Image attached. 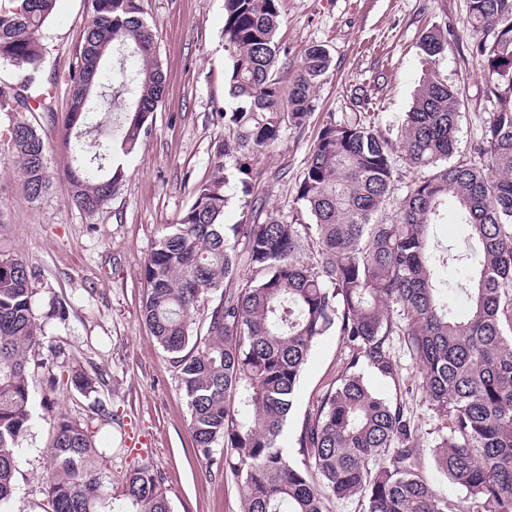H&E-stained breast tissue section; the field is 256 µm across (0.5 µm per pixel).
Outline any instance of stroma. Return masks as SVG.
I'll return each mask as SVG.
<instances>
[{
    "label": "stroma",
    "instance_id": "stroma-1",
    "mask_svg": "<svg viewBox=\"0 0 512 512\" xmlns=\"http://www.w3.org/2000/svg\"><path fill=\"white\" fill-rule=\"evenodd\" d=\"M167 75L152 127L124 159L125 177L112 200L89 215L72 201L65 152L52 132L48 153L50 187L31 198L19 164L0 144V252L22 261L34 275L33 309L42 316V345L55 350L46 367H32L37 397L34 424L19 442L12 512H44L47 450L58 415L92 420L99 474L120 495V473L148 466L162 478L172 512H239L237 476L224 452L199 454L178 372L140 316L145 292L142 271L162 225L175 223L194 186L213 166V145L226 131L222 112L232 107L224 49V0H139ZM468 0H281V53L277 76L289 87L304 51L324 46L330 66L313 91L314 108L303 128L284 127L280 139L258 153L252 196L263 218L301 227L297 259H320L309 212L296 189L326 120L360 114L371 129L390 134L409 111L427 65L423 35L435 28L462 27ZM92 14L91 0H56L42 29L46 76L54 80L52 105L64 117L68 74L75 67ZM434 70L457 85L465 100L458 120L457 158L469 157L489 119L483 70L449 41ZM66 302L65 319H46L52 300ZM398 379L373 370L371 387L400 406L417 436L423 473L437 490L467 512L465 490L437 472L432 448L448 435V423L431 409L422 378L403 337L391 339ZM350 358L338 328L313 344L302 372L295 407L284 429L286 451L296 457L303 419ZM104 372L96 392L80 393L68 376ZM108 416H97L96 404ZM138 432L142 448L127 445Z\"/></svg>",
    "mask_w": 512,
    "mask_h": 512
}]
</instances>
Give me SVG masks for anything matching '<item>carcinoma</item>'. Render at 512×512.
Segmentation results:
<instances>
[{
  "mask_svg": "<svg viewBox=\"0 0 512 512\" xmlns=\"http://www.w3.org/2000/svg\"><path fill=\"white\" fill-rule=\"evenodd\" d=\"M56 0H0V65L15 80L0 82L4 139L20 161L32 198L50 184L48 132L52 82L45 79L40 32ZM77 66L69 72L63 124L67 173L75 205L93 214L112 200L127 156L149 131L165 76L139 0H92ZM280 0H224V48L232 67L220 113L232 135L214 145L213 171L195 185L177 222L164 225L142 272L141 313L157 343L179 368L197 451L225 449L224 464L240 482L241 512H329L326 502L358 499L362 512H452L425 477L417 438L400 408L366 382L368 366L394 378L389 337L402 336L431 407L450 434L432 449L435 466L469 495V512H512V0H468L462 30L429 31L425 56L468 35L466 51L483 64L489 121L467 159L450 161L465 106L458 88L427 72L393 137L360 119L326 121L299 182L296 201L313 217L321 260L294 254V224L260 221L248 199L251 158L302 128L311 93L327 72L326 48L304 51L288 94L276 78ZM491 29L493 40L478 37ZM119 59L107 82L105 62ZM130 106L112 116L116 92ZM115 122L119 141L88 134ZM420 170L394 196L397 162ZM245 175L244 224L224 223L227 161ZM395 199L397 219H383ZM453 205L466 226L467 251L447 250L463 265L465 309L448 299L438 278L429 228ZM256 277L236 284L239 242ZM33 275L0 252V512L15 490L19 441L33 425L29 383L32 350L41 345L33 313ZM212 306L206 332L194 329L200 299ZM338 326L349 362L307 416L297 438L301 463L282 446L304 365L314 341ZM83 393L103 374L71 376ZM45 512H171L162 479L147 467L122 474L116 503L95 468L90 423L59 415L47 449Z\"/></svg>",
  "mask_w": 512,
  "mask_h": 512,
  "instance_id": "1",
  "label": "carcinoma"
}]
</instances>
